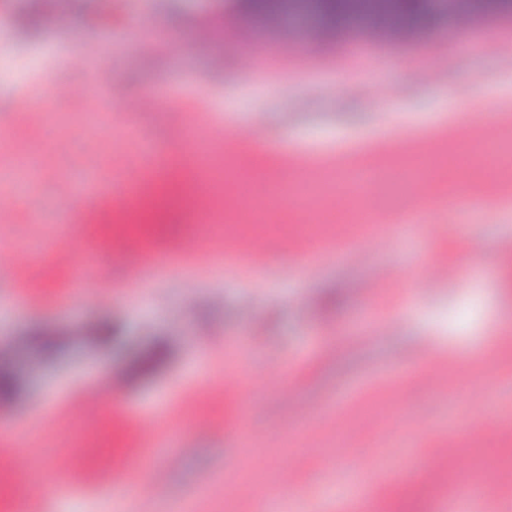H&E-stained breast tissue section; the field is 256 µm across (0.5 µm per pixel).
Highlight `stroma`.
Instances as JSON below:
<instances>
[{
  "mask_svg": "<svg viewBox=\"0 0 512 512\" xmlns=\"http://www.w3.org/2000/svg\"><path fill=\"white\" fill-rule=\"evenodd\" d=\"M31 0H0V137L13 148L0 166L35 161L31 191L16 192L0 224V256L18 261L0 279V359L20 379L0 401V469L27 468L29 484L0 489L5 512H124L95 472L125 460L128 481L145 487L140 512H505L512 486L465 499L455 462L440 445L496 460L512 448V343L496 332L512 317V189L493 185L512 164V134L497 138L486 163L449 156L448 139L430 158L463 173L467 199L447 188L418 196L397 180L414 137L460 114L488 120L512 103V12L478 15L467 31L458 11L437 27L393 41L362 29L322 38L317 27L257 28L242 4L225 0H71L67 26L44 14L36 34L12 27ZM119 88L99 90L81 63L90 47ZM157 94L149 110L129 102ZM105 107L111 132L89 137L88 112ZM41 108L31 125L27 112ZM174 151L211 146L231 173L212 181L225 198L223 223L264 239L262 268L220 232L168 279L137 284L131 258L103 254L109 276L93 275L77 241L55 229L85 172L100 180L134 168L138 139ZM287 146V159L272 152ZM378 176L346 194L337 210L339 171L369 159ZM321 187L324 207L288 203L285 189ZM258 198L236 204L239 190ZM418 199L427 221L404 205ZM364 211L390 215L379 247L336 246ZM333 243L308 265L297 243ZM485 245L478 270L433 282L428 266L456 263ZM401 289L369 299L353 287L387 268ZM39 292L24 296V282ZM453 372L442 390L426 377L424 351ZM133 408L112 427L114 401ZM87 451L71 469L70 449ZM290 481L291 494L277 485ZM54 483L60 492L45 500Z\"/></svg>",
  "mask_w": 512,
  "mask_h": 512,
  "instance_id": "stroma-1",
  "label": "stroma"
}]
</instances>
